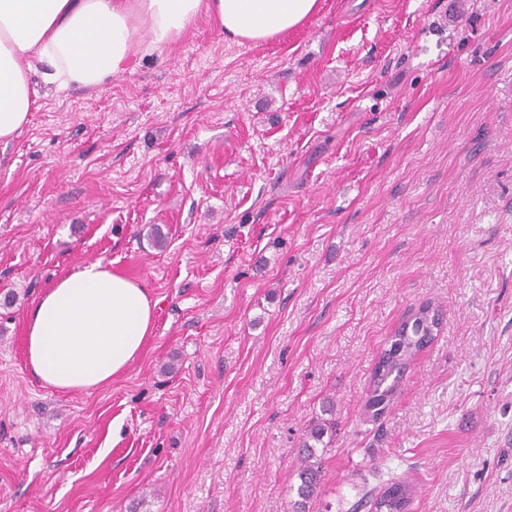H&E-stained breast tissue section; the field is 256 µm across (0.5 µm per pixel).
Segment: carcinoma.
<instances>
[{"label":"carcinoma","instance_id":"carcinoma-1","mask_svg":"<svg viewBox=\"0 0 512 512\" xmlns=\"http://www.w3.org/2000/svg\"><path fill=\"white\" fill-rule=\"evenodd\" d=\"M430 305L425 304L397 327L391 336L389 346L384 349L375 365L365 402L366 411L373 417L381 415L396 396L405 372L415 357L431 342L429 326L424 311ZM336 436V423L326 419L312 421L300 442L298 455L300 465L297 470L299 483L296 488L298 500L297 512H305L306 504L318 494L322 473V455L332 448ZM412 487L405 481H394L384 486L366 491L356 507L368 506L379 509L382 505L399 504L400 512H409Z\"/></svg>","mask_w":512,"mask_h":512}]
</instances>
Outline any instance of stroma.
I'll return each mask as SVG.
<instances>
[{
	"label": "stroma",
	"instance_id": "obj_1",
	"mask_svg": "<svg viewBox=\"0 0 512 512\" xmlns=\"http://www.w3.org/2000/svg\"><path fill=\"white\" fill-rule=\"evenodd\" d=\"M0 143V512H306L392 477L410 512H512V0H320L238 45L200 14ZM164 246H156L154 229ZM99 261L154 335L88 393L31 376L25 313ZM442 312L380 419L411 310ZM431 308L440 320L438 309L425 304L397 327L389 346L384 349L375 365L365 402L366 411L377 418L396 396L405 372L415 357L434 338L429 336V326L424 311ZM300 442L297 470L299 483L296 488L297 512H305L306 504L318 494L322 473V456L332 448L336 436V423L326 419L312 421ZM326 438V439H325ZM320 448V454L319 453Z\"/></svg>",
	"mask_w": 512,
	"mask_h": 512
}]
</instances>
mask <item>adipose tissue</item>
<instances>
[{
  "label": "adipose tissue",
  "mask_w": 512,
  "mask_h": 512,
  "mask_svg": "<svg viewBox=\"0 0 512 512\" xmlns=\"http://www.w3.org/2000/svg\"><path fill=\"white\" fill-rule=\"evenodd\" d=\"M319 0H0V141L19 134L37 82L97 86L128 71L202 13L228 39L263 42L300 27ZM157 302L138 281L95 262L66 274L25 319L28 369L43 386L92 392L122 376L154 334Z\"/></svg>",
  "instance_id": "adipose-tissue-1"
}]
</instances>
